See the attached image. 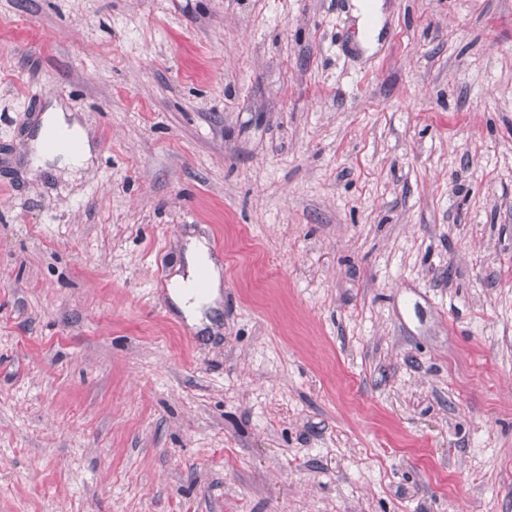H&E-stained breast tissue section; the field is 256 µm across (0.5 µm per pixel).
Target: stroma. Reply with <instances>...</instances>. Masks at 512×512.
I'll return each mask as SVG.
<instances>
[{
  "instance_id": "35a3bbf8",
  "label": "stroma",
  "mask_w": 512,
  "mask_h": 512,
  "mask_svg": "<svg viewBox=\"0 0 512 512\" xmlns=\"http://www.w3.org/2000/svg\"><path fill=\"white\" fill-rule=\"evenodd\" d=\"M384 4L0 0V512H512V0ZM383 2V0H353L351 4L353 15L358 17V24L367 30L375 28L374 38L370 42H363V46L371 52L377 47V36L384 17ZM41 120V132L50 127L55 129L58 134L64 138L80 136L84 142L83 152L78 156L67 155L65 161L75 169L86 167L91 157L88 139L86 133L76 123V121H67L62 108L58 104H54L53 107L49 108V110L42 116ZM207 247L193 241L186 252V273L185 275L177 274L172 278L169 288H172L170 295L176 306L182 312L190 325L198 329L204 328L202 315L200 312L203 303L216 307V303L221 299L222 273L220 267L213 262L209 263L210 289L206 297H194L184 290L183 286L188 284L195 276L198 268L207 261Z\"/></svg>"
}]
</instances>
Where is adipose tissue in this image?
<instances>
[{"label": "adipose tissue", "instance_id": "ef3b65f1", "mask_svg": "<svg viewBox=\"0 0 512 512\" xmlns=\"http://www.w3.org/2000/svg\"><path fill=\"white\" fill-rule=\"evenodd\" d=\"M207 248L199 242H192L185 255V273L175 275L171 282V298L182 312L190 325L202 327V304L216 305L221 299L222 273L220 267L207 262ZM208 265L210 277V289L206 298L192 296L185 292L184 287L193 278L201 265Z\"/></svg>", "mask_w": 512, "mask_h": 512}]
</instances>
